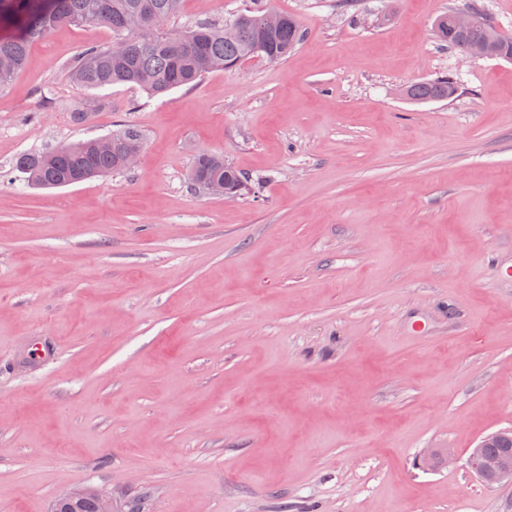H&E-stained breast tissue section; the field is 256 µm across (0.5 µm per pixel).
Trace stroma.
<instances>
[{"instance_id": "1", "label": "stroma", "mask_w": 512, "mask_h": 512, "mask_svg": "<svg viewBox=\"0 0 512 512\" xmlns=\"http://www.w3.org/2000/svg\"><path fill=\"white\" fill-rule=\"evenodd\" d=\"M262 3L305 30L283 61L87 90L65 66L112 32L62 25L0 92V512L86 485L115 512H512L467 466L512 430V62L434 35L472 3L512 37V0ZM124 125L132 171L12 170ZM202 152L252 192L191 191ZM455 84L452 76H441L415 83L407 87L403 94L407 99L418 103L445 100L454 92Z\"/></svg>"}]
</instances>
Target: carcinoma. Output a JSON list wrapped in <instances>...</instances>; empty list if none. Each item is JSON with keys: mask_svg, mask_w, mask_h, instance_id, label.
<instances>
[{"mask_svg": "<svg viewBox=\"0 0 512 512\" xmlns=\"http://www.w3.org/2000/svg\"><path fill=\"white\" fill-rule=\"evenodd\" d=\"M183 0H0V55L12 59V67L0 69V93L26 65L32 43L61 24L101 25L112 31V44L82 49L68 66L71 80L86 89H102L132 83L150 96L194 84L214 71H232L255 57V49L283 60L303 39L298 19L279 13L281 23L266 32L256 18L272 9H250L222 21L200 19L184 29L153 27V19H174ZM451 12L438 16L435 37L454 50ZM234 24L238 33L224 37V26ZM492 40L495 53L512 54V38L501 34L491 20L472 28L468 41ZM455 90L453 77L441 76L415 83L404 90L413 102L445 100ZM144 149L141 131L132 126L115 130L110 144L88 139L19 154L13 169L36 187L56 188L94 177L125 171L123 160L132 150ZM190 188L203 190V184L216 180L229 187L247 178L217 154L199 155L188 172Z\"/></svg>", "mask_w": 512, "mask_h": 512, "instance_id": "cac0c4a2", "label": "carcinoma"}]
</instances>
